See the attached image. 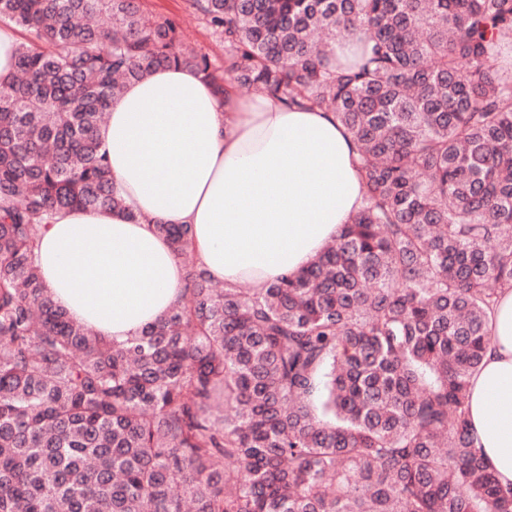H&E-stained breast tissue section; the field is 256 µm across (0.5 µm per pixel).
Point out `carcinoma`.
<instances>
[{"label": "carcinoma", "instance_id": "obj_1", "mask_svg": "<svg viewBox=\"0 0 512 512\" xmlns=\"http://www.w3.org/2000/svg\"><path fill=\"white\" fill-rule=\"evenodd\" d=\"M141 2L0 0V512H512L467 410L512 289V0H192L222 72ZM172 65L334 113L366 191L307 268L255 290L194 263L118 346L34 249L61 210L123 209L102 116ZM19 35L14 27L0 25V83L8 82L14 75Z\"/></svg>", "mask_w": 512, "mask_h": 512}]
</instances>
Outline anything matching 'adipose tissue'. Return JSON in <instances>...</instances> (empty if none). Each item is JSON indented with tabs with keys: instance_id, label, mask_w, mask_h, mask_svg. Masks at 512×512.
<instances>
[{
	"instance_id": "adipose-tissue-1",
	"label": "adipose tissue",
	"mask_w": 512,
	"mask_h": 512,
	"mask_svg": "<svg viewBox=\"0 0 512 512\" xmlns=\"http://www.w3.org/2000/svg\"><path fill=\"white\" fill-rule=\"evenodd\" d=\"M119 212L65 210L34 250L54 302L122 343L181 298L185 270L157 227L192 225L211 280L261 289L305 268L363 201L355 145L334 113L219 91L170 66L127 84L100 128ZM492 343L472 376L475 446L512 484V290L489 314Z\"/></svg>"
}]
</instances>
